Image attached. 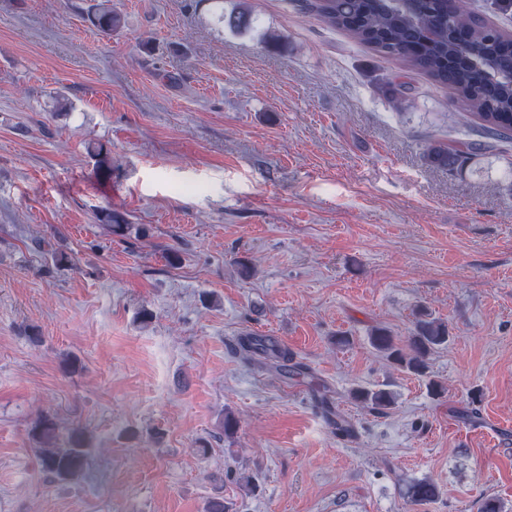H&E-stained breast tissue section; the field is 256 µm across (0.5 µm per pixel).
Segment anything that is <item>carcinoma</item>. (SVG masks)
I'll return each mask as SVG.
<instances>
[{
  "label": "carcinoma",
  "instance_id": "1",
  "mask_svg": "<svg viewBox=\"0 0 512 512\" xmlns=\"http://www.w3.org/2000/svg\"><path fill=\"white\" fill-rule=\"evenodd\" d=\"M304 7L315 11L329 27L447 87L466 119L475 122L477 131L486 137L512 139V82L494 81L489 74L491 70H512V37L483 22L463 0H304ZM88 16L107 35L123 27L111 0H94ZM217 21L240 32L253 27L256 18L242 2L227 17L219 11ZM481 147L483 144L463 138L434 140L428 143L425 158L432 165L458 169ZM88 153L95 161L96 176L111 177V151L97 143L88 146ZM99 220L117 235L129 228L120 214L107 208L99 211ZM448 339V325L424 309L416 313L404 346L384 328L374 329L369 336L375 350L417 374L425 373L428 357L447 345ZM242 348L248 358L258 353L288 360V350L260 338L245 339ZM355 397L376 411L393 403L392 393L385 389H359ZM33 437L45 470L61 480L81 476L90 452L83 431L74 428L64 433L55 422L43 418L34 426ZM437 495V487L428 481H416L409 489L414 505L430 503Z\"/></svg>",
  "mask_w": 512,
  "mask_h": 512
}]
</instances>
